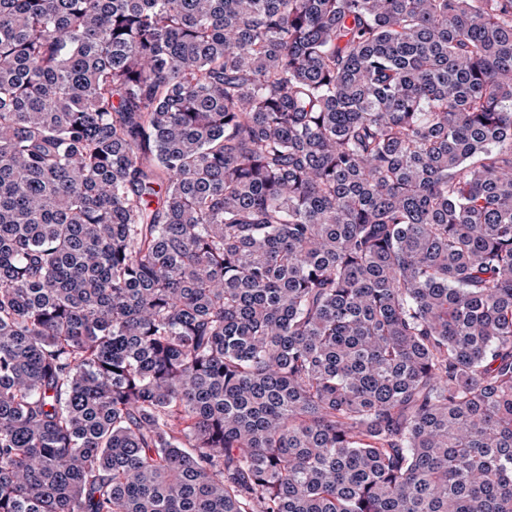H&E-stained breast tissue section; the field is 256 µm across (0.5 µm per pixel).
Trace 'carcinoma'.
Masks as SVG:
<instances>
[{
	"mask_svg": "<svg viewBox=\"0 0 512 512\" xmlns=\"http://www.w3.org/2000/svg\"><path fill=\"white\" fill-rule=\"evenodd\" d=\"M0 512H512V0H0Z\"/></svg>",
	"mask_w": 512,
	"mask_h": 512,
	"instance_id": "cac0c4a2",
	"label": "carcinoma"
}]
</instances>
